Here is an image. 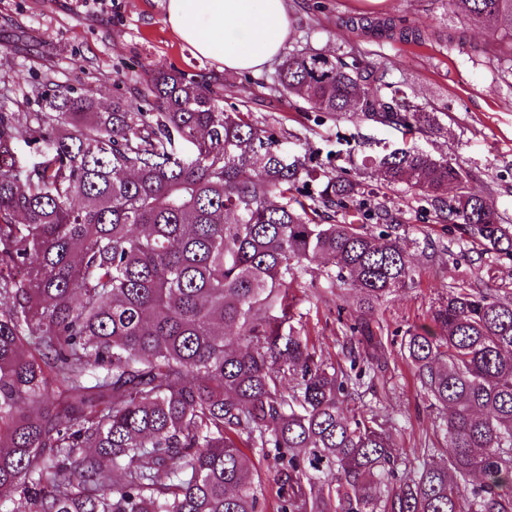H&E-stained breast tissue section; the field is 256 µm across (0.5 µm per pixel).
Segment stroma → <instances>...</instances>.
<instances>
[{
    "mask_svg": "<svg viewBox=\"0 0 512 512\" xmlns=\"http://www.w3.org/2000/svg\"><path fill=\"white\" fill-rule=\"evenodd\" d=\"M291 27L283 54L314 50L332 56L353 53L385 69L390 82H406L414 100L441 113L443 129L432 137L366 119L358 112L325 116L279 91V62L258 73L217 76L215 62L195 56L166 20L165 0H112L109 11L78 6L76 0H0V112H40L43 93L58 85L82 87L98 105L134 97L150 66L164 65L224 85L223 105L245 112L254 125L274 130L288 155L328 170H345L362 186L368 204H382L400 234L412 239L410 254L421 271L418 287L384 301L380 320L398 339L411 325L428 320L448 284L472 279L477 250L434 223L425 199L404 186L387 185L366 157L384 148L414 146L460 162L472 174L470 192L493 194L512 219V63L480 53L492 33L474 28L476 50L467 54L444 43L424 47L365 35L347 25L350 17L394 15L422 24H460L442 0H288ZM305 298L301 324L323 360L344 363L340 319H354L355 298L324 279L317 265L302 272ZM407 364L389 361L366 391L364 402L386 415L401 448L439 439L437 414L416 394Z\"/></svg>",
    "mask_w": 512,
    "mask_h": 512,
    "instance_id": "35a3bbf8",
    "label": "stroma"
}]
</instances>
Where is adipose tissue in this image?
<instances>
[{
    "mask_svg": "<svg viewBox=\"0 0 512 512\" xmlns=\"http://www.w3.org/2000/svg\"><path fill=\"white\" fill-rule=\"evenodd\" d=\"M166 18L197 55L228 75L262 71L290 32L287 0H166Z\"/></svg>",
    "mask_w": 512,
    "mask_h": 512,
    "instance_id": "ef3b65f1",
    "label": "adipose tissue"
}]
</instances>
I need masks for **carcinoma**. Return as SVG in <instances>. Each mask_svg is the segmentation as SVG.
I'll return each mask as SVG.
<instances>
[{
  "mask_svg": "<svg viewBox=\"0 0 512 512\" xmlns=\"http://www.w3.org/2000/svg\"><path fill=\"white\" fill-rule=\"evenodd\" d=\"M444 2L463 24L361 29L467 51L477 26L500 35L486 54L512 58V0ZM278 83L317 112L441 131L356 55L290 54ZM222 97L155 66L137 104L121 95L103 111L57 86L45 112H0V505L20 494L28 512H258L244 452L257 448L279 466V512H512V297L483 287L479 267L395 343L379 306L420 279L400 225ZM20 141L48 143L50 158L18 171ZM177 142L196 156H176ZM369 163L480 255L512 260V223L492 194L466 191V168L414 147ZM338 210L344 221L326 218ZM320 260L357 296L347 368L295 326L290 289ZM395 346L449 441L413 461L389 420L350 407Z\"/></svg>",
  "mask_w": 512,
  "mask_h": 512,
  "instance_id": "1",
  "label": "carcinoma"
}]
</instances>
